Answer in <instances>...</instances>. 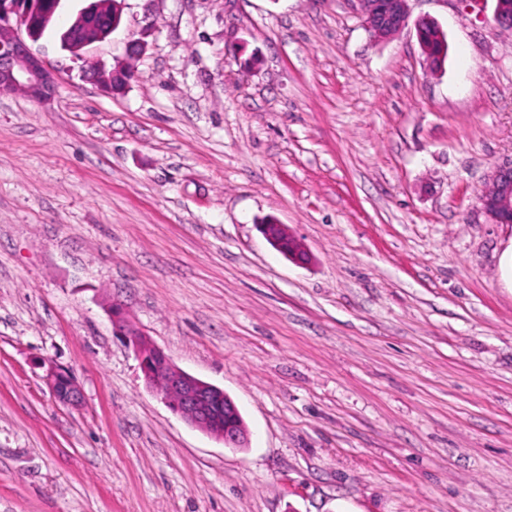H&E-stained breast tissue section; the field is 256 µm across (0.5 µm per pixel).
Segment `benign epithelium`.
I'll return each instance as SVG.
<instances>
[{
	"label": "benign epithelium",
	"instance_id": "obj_1",
	"mask_svg": "<svg viewBox=\"0 0 512 512\" xmlns=\"http://www.w3.org/2000/svg\"><path fill=\"white\" fill-rule=\"evenodd\" d=\"M357 14L368 33L377 40H386L409 25L408 0H353ZM494 20L506 29H512V0H494ZM112 14H120V0H93L81 10L75 23L82 24L97 15L106 6ZM35 19L22 10L19 0H0V88L21 90L29 99L45 103L54 97L56 74L44 60L32 52L29 43L35 41L32 33ZM105 65L92 79L105 91L114 92L118 81L127 80L131 70H112V77L101 74ZM490 189L479 198L480 208L496 224H512V158L496 166L488 174ZM267 240L275 245L288 241L285 227L275 222L262 226ZM113 333L122 337L138 352L140 367L147 384H154L158 375L166 377L171 409L185 421L224 442L229 447H242L247 434L236 429L240 412L224 390L203 381L177 367L159 348L145 343L142 333L127 321L123 308L112 305ZM44 381L60 404L76 408L81 405L83 392L72 372L54 361L47 362Z\"/></svg>",
	"mask_w": 512,
	"mask_h": 512
}]
</instances>
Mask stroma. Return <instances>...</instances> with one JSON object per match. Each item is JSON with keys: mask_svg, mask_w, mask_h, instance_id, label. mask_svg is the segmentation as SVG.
<instances>
[{"mask_svg": "<svg viewBox=\"0 0 512 512\" xmlns=\"http://www.w3.org/2000/svg\"><path fill=\"white\" fill-rule=\"evenodd\" d=\"M86 5L31 45L50 103L0 90V512H512V224L478 203L512 156L493 0H409L438 70L352 0H122L75 57ZM138 38L125 87L85 80ZM115 303L247 447L146 384ZM423 53L427 55L428 58L432 59V62L435 63L439 60V56L443 55V60L448 52V44L444 37L442 31L432 28H427L425 30L423 36ZM44 381L60 404L76 408L81 405L83 392L72 372L52 360H48Z\"/></svg>", "mask_w": 512, "mask_h": 512, "instance_id": "stroma-1", "label": "stroma"}]
</instances>
